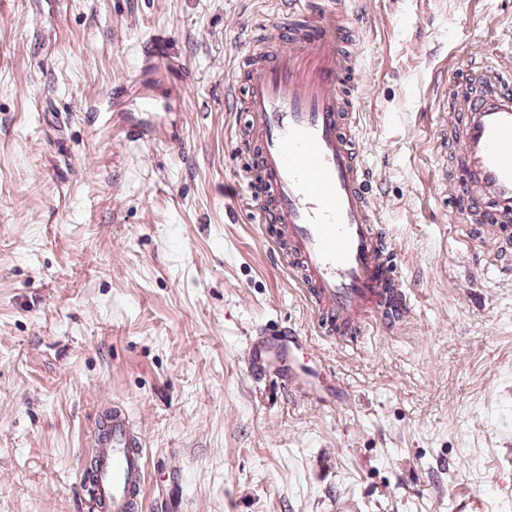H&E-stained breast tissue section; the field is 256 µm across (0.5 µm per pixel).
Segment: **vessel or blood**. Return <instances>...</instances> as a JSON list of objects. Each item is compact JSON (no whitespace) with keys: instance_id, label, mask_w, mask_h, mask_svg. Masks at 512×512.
<instances>
[{"instance_id":"obj_1","label":"vessel or blood","mask_w":512,"mask_h":512,"mask_svg":"<svg viewBox=\"0 0 512 512\" xmlns=\"http://www.w3.org/2000/svg\"><path fill=\"white\" fill-rule=\"evenodd\" d=\"M348 0H280L277 14L243 30L246 41L269 40L273 51L255 63L245 91L224 85V109L245 102L259 147L241 181L256 193V221L283 234L288 269L302 284L319 328L339 342L367 328L392 331L412 313L411 299L381 226L380 187L347 127L363 63L352 44L362 26L345 24ZM477 84L464 100L446 98L436 185L448 197L449 223L468 243V225L488 227L478 241L487 265L512 242V54L473 53ZM128 140L151 143L165 131L124 121ZM288 336L249 337L244 360L258 379L288 356ZM91 435L93 504L102 512H137L147 459L127 412L95 416Z\"/></svg>"}]
</instances>
